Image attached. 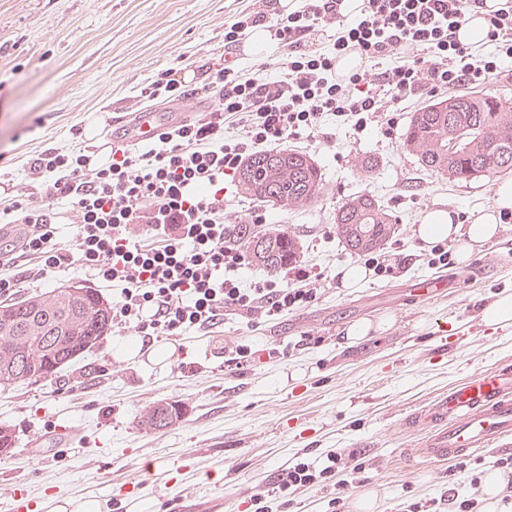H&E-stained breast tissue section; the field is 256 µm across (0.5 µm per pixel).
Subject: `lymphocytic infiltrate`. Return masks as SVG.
Wrapping results in <instances>:
<instances>
[{
	"mask_svg": "<svg viewBox=\"0 0 512 512\" xmlns=\"http://www.w3.org/2000/svg\"><path fill=\"white\" fill-rule=\"evenodd\" d=\"M480 0H365L352 23L340 26L332 46L310 50L311 32L337 25L334 0H307L277 20L274 35L291 54L277 77H246L224 61L210 68L207 90L214 104L202 118L164 128L154 147L115 144L104 166L89 167L81 151L50 147L33 159L31 174L47 179L52 199L71 204L77 230L56 243L52 209L14 200L0 209V223L24 226L17 251H0V296L19 285L17 270L29 258L30 280L73 265L97 282L119 289L112 322L143 336H177L212 326L225 312L249 322L270 320L313 303V274L291 264L283 285L243 286L246 262L233 243L231 224H265L266 210L231 215L224 178L251 155L314 133L330 114L364 127L393 126L392 103L416 95L442 96L463 85L480 86L496 74L499 57L512 58V5L489 19V56L456 38ZM372 61L400 62L374 74L340 76L348 53Z\"/></svg>",
	"mask_w": 512,
	"mask_h": 512,
	"instance_id": "lymphocytic-infiltrate-1",
	"label": "lymphocytic infiltrate"
}]
</instances>
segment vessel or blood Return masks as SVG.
I'll return each instance as SVG.
<instances>
[{"label":"vessel or blood","instance_id":"obj_1","mask_svg":"<svg viewBox=\"0 0 512 512\" xmlns=\"http://www.w3.org/2000/svg\"><path fill=\"white\" fill-rule=\"evenodd\" d=\"M162 129L153 112L134 119L135 142L153 139ZM410 431L430 426L416 457L445 463L512 440V370L486 369L465 378L430 409L404 422Z\"/></svg>","mask_w":512,"mask_h":512}]
</instances>
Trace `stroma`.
<instances>
[{
  "instance_id": "35a3bbf8",
  "label": "stroma",
  "mask_w": 512,
  "mask_h": 512,
  "mask_svg": "<svg viewBox=\"0 0 512 512\" xmlns=\"http://www.w3.org/2000/svg\"><path fill=\"white\" fill-rule=\"evenodd\" d=\"M274 0H0V204L20 194H46L28 175L31 158L49 147L81 148L91 165L107 161L121 116L144 110L206 112L208 68L223 61L224 23ZM175 73L197 95L169 102L150 95L159 74ZM428 96L403 102L391 131L356 129L324 117L314 136L292 140L319 165L325 191L312 205L271 208L274 226L299 236L302 263L321 274L317 299L256 326L225 315L209 329L147 338L113 328L56 377L0 391V427L15 444L0 461V512L14 489L36 499L51 491L99 499L104 512H251L264 495L269 512H331L334 493L312 486L285 503L275 486L298 456L323 467L331 455L354 486L345 512H405L415 502L446 512L448 496L486 512L483 478L512 445L454 464L409 456L421 436L406 416L423 412L450 387L482 369L512 364V326L490 329L483 309L512 289V223L466 265H429L430 245L413 234L426 211L451 209L476 218L493 200L495 181L448 182L423 170L403 133ZM378 166L362 173L360 159ZM367 192L394 216L397 229L377 250L400 266L397 277L369 273L342 288L338 268L363 265L336 233L343 202ZM441 278L450 288L434 299L409 300L413 280ZM367 319L385 330L346 345L343 329ZM470 326L456 349L442 337L459 321ZM244 344L246 364L231 362ZM182 404L174 425H138L149 406Z\"/></svg>"
}]
</instances>
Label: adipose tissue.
I'll return each instance as SVG.
<instances>
[{"mask_svg":"<svg viewBox=\"0 0 512 512\" xmlns=\"http://www.w3.org/2000/svg\"><path fill=\"white\" fill-rule=\"evenodd\" d=\"M508 210H512V180L501 181L496 186L492 205L483 210L473 224L466 227L457 224L450 211L436 208L423 216L414 234L424 243L444 239L455 242L456 259L465 264L476 248L499 235V216Z\"/></svg>","mask_w":512,"mask_h":512,"instance_id":"ef3b65f1","label":"adipose tissue"}]
</instances>
